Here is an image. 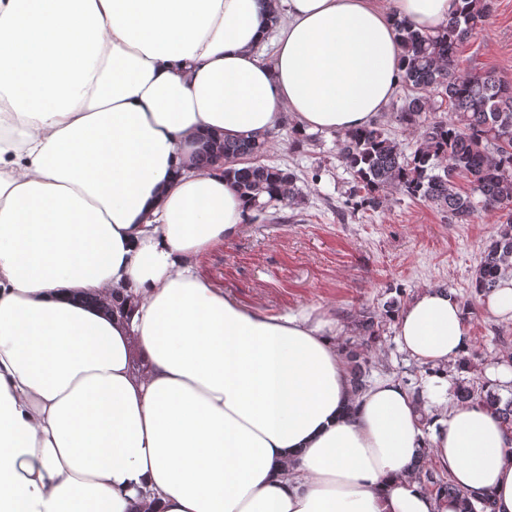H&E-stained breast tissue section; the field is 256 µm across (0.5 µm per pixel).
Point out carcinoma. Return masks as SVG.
<instances>
[{"label":"carcinoma","instance_id":"carcinoma-1","mask_svg":"<svg viewBox=\"0 0 512 512\" xmlns=\"http://www.w3.org/2000/svg\"><path fill=\"white\" fill-rule=\"evenodd\" d=\"M495 0H463L458 14L436 32H422L396 20L404 50L401 83L410 89L394 113L397 124L418 130V145L406 154L399 141L379 125L341 135V158L352 172L358 204L377 208L379 192L398 191L434 206L447 214L450 224H468L478 211H507L497 234L482 252L475 272L473 293L481 296L496 287L498 280L512 272V86L493 73L464 72L457 58L458 46L484 26L494 11ZM448 105V117L436 112ZM266 141L225 139L201 153L205 167L217 156L228 167L224 174L252 203L253 221L267 220L264 205L281 202L298 204L301 191L291 169L261 164L257 157ZM466 180L470 192L458 187ZM359 343L345 347L350 365V385L356 392L367 387L363 347L379 331L378 317L365 312L355 320ZM454 397L461 406H486L512 429V400L502 401L492 391L457 388ZM427 482L445 490L448 499L460 501L464 512H494L488 497L469 496L448 480Z\"/></svg>","mask_w":512,"mask_h":512}]
</instances>
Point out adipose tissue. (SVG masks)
Segmentation results:
<instances>
[{"label": "adipose tissue", "mask_w": 512, "mask_h": 512, "mask_svg": "<svg viewBox=\"0 0 512 512\" xmlns=\"http://www.w3.org/2000/svg\"><path fill=\"white\" fill-rule=\"evenodd\" d=\"M461 2L0 0V512H461L416 478L427 451L512 512V431L448 405L469 343L451 294L396 316L432 369L426 420L392 378L352 393L333 321L198 267L250 213L199 152L371 126L395 20L433 32Z\"/></svg>", "instance_id": "1"}]
</instances>
